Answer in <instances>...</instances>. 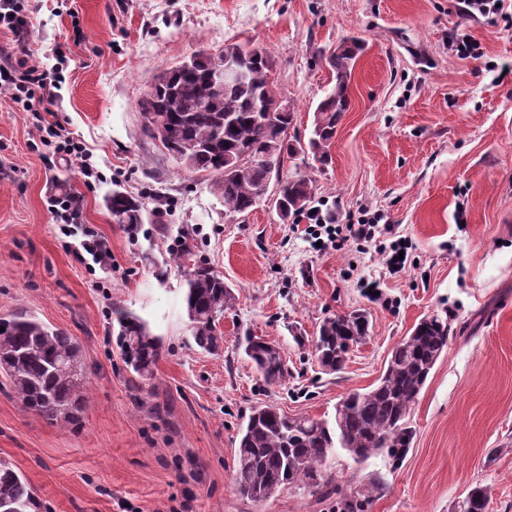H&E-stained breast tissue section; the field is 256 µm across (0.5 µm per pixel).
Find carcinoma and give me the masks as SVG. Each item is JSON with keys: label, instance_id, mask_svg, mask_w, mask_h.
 I'll list each match as a JSON object with an SVG mask.
<instances>
[{"label": "carcinoma", "instance_id": "1", "mask_svg": "<svg viewBox=\"0 0 512 512\" xmlns=\"http://www.w3.org/2000/svg\"><path fill=\"white\" fill-rule=\"evenodd\" d=\"M363 43L351 37L325 57L334 84L318 103L306 141L288 136L295 124L294 107L278 91L271 58L258 49L226 44L220 53H198L159 72L153 91L138 101L143 132L161 141L186 170L211 177L228 216H245L263 199L265 185L277 180L276 212L286 224L306 212L313 201V180L307 175L280 176L285 162L298 153L321 166L331 161L336 128L350 108V82ZM226 59H237L245 82L215 92L213 73ZM264 102L275 111L271 122L256 111ZM244 155L268 163H247ZM112 219L133 229L143 223L141 199L114 190L108 196ZM192 236L181 231L180 244L167 262L185 277V308L195 345L202 351L224 352L220 320L233 294L206 262L196 259ZM112 328L127 367L142 380L152 377L162 355L160 339L140 317L115 310ZM369 333V320L359 311L328 316L319 326L315 353L321 367L342 369L347 353ZM451 327L438 315L421 319L390 352L377 383L365 392L343 397L334 417L290 416L273 404L252 410L239 430L234 485L245 499L261 502L290 486H304L321 495L331 492L334 478L320 470L336 449L356 461L382 451L401 457L414 430L409 416L439 358L448 350ZM244 352L269 384L288 376L280 348L260 336L246 338ZM0 375L9 380L22 406L48 424L67 427L81 421L89 375L78 339L26 311L0 315ZM488 493L475 486L460 512H486ZM34 488L9 463L0 461V512H38Z\"/></svg>", "mask_w": 512, "mask_h": 512}]
</instances>
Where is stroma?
I'll return each mask as SVG.
<instances>
[{
  "mask_svg": "<svg viewBox=\"0 0 512 512\" xmlns=\"http://www.w3.org/2000/svg\"><path fill=\"white\" fill-rule=\"evenodd\" d=\"M20 3L32 61L62 69L51 121L100 175L85 183L76 157L47 164L45 131L0 92V314L20 308L78 337L90 373L82 421L67 429L24 410L0 376V460L43 512H457L477 484L487 512H512V0L486 17L463 15L457 0ZM352 36L365 49L332 161L322 168L302 153L286 169L313 179V203L333 223L366 210L410 239L396 275L372 248L317 251L307 215L285 224L265 202L225 216L209 180L144 134L137 106L160 69L196 51L256 47L295 108L292 135L305 139L332 86L324 57ZM465 36L478 46L467 58L454 49ZM115 189L144 198L136 231L113 222ZM64 193L78 200L72 224L108 240L112 273L65 249ZM182 227L234 293L219 355L195 345L185 283L166 263ZM364 279L381 298L362 291ZM118 307L162 341L152 380L135 378L116 345ZM355 310L368 337L340 371H323L313 348L321 321ZM433 313L450 315L453 338L410 413L403 459L358 463L336 451L325 497L295 487L255 503L236 493L238 429L255 406L333 416ZM248 336L279 346L285 382L265 383L244 353Z\"/></svg>",
  "mask_w": 512,
  "mask_h": 512,
  "instance_id": "stroma-1",
  "label": "stroma"
}]
</instances>
